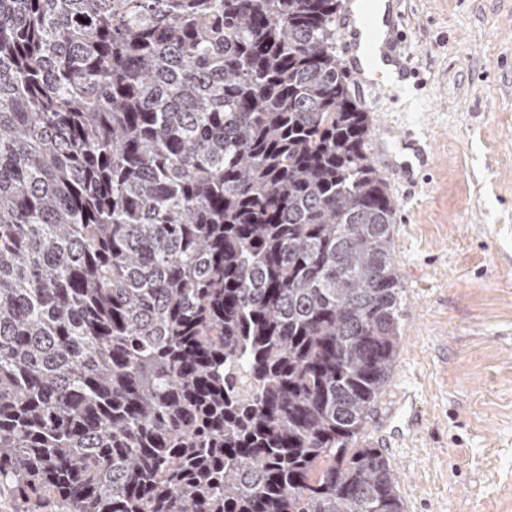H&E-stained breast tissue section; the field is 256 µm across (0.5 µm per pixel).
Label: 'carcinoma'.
<instances>
[{"mask_svg":"<svg viewBox=\"0 0 512 512\" xmlns=\"http://www.w3.org/2000/svg\"><path fill=\"white\" fill-rule=\"evenodd\" d=\"M339 0H0V484L27 512H404L362 436L396 202Z\"/></svg>","mask_w":512,"mask_h":512,"instance_id":"obj_1","label":"carcinoma"}]
</instances>
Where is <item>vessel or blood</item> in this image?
<instances>
[{
	"label": "vessel or blood",
	"mask_w": 512,
	"mask_h": 512,
	"mask_svg": "<svg viewBox=\"0 0 512 512\" xmlns=\"http://www.w3.org/2000/svg\"><path fill=\"white\" fill-rule=\"evenodd\" d=\"M383 11L345 6L343 13V63L362 90L402 87L413 76L403 50V0H377ZM391 165L411 184L429 166L427 153L415 142L401 140L391 156Z\"/></svg>",
	"instance_id": "obj_1"
}]
</instances>
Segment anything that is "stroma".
Returning <instances> with one entry per match:
<instances>
[{
    "label": "stroma",
    "mask_w": 512,
    "mask_h": 512,
    "mask_svg": "<svg viewBox=\"0 0 512 512\" xmlns=\"http://www.w3.org/2000/svg\"><path fill=\"white\" fill-rule=\"evenodd\" d=\"M404 32L417 111L349 87L397 204L404 289L399 354L365 438L405 512H512V0H406ZM411 133L425 134L431 164L415 187L385 171L379 147ZM404 392L417 436L384 446Z\"/></svg>",
    "instance_id": "obj_1"
}]
</instances>
